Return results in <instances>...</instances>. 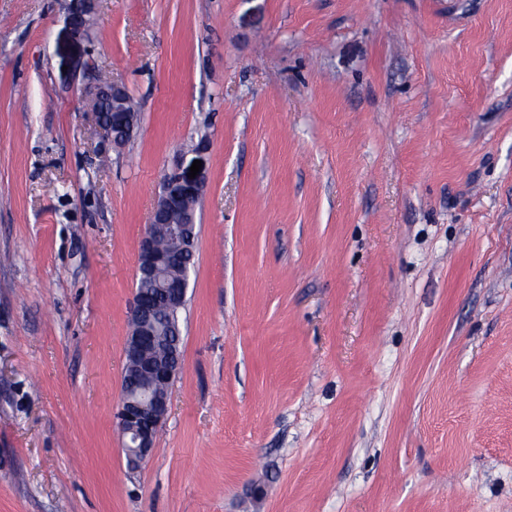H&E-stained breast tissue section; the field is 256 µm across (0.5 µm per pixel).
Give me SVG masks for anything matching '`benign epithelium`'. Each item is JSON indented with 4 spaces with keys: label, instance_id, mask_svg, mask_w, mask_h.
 Returning a JSON list of instances; mask_svg holds the SVG:
<instances>
[{
    "label": "benign epithelium",
    "instance_id": "benign-epithelium-1",
    "mask_svg": "<svg viewBox=\"0 0 512 512\" xmlns=\"http://www.w3.org/2000/svg\"><path fill=\"white\" fill-rule=\"evenodd\" d=\"M97 0H69L65 17V40L63 45L64 73L76 77L77 55L88 36L89 26L95 15ZM127 94L117 83L90 82L83 88L87 99H108L117 104ZM95 125L101 136L113 146L119 147L130 140L139 119L130 117L119 129L105 122L100 113H93ZM190 166L178 161L164 175L161 192L141 240L136 277L155 276L165 263L157 251L156 238L163 235L169 243L172 257L195 255L197 233L193 216L182 209V201L189 197L202 196L206 184V167H201L195 178H188ZM190 285V274L185 271L171 287L162 291L165 302L172 306L184 305ZM150 303L140 291H135L131 310L133 323L125 343V360L133 367L145 384V392L139 396L122 391L117 413L123 437V450L128 468L136 471L151 457L155 449L158 431L165 422L170 407V390L181 368L180 350L170 351L164 361L155 362L152 355L161 350L162 342L154 335L150 325Z\"/></svg>",
    "mask_w": 512,
    "mask_h": 512
}]
</instances>
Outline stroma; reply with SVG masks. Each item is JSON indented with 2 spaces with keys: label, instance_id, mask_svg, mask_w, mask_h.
<instances>
[{
  "label": "stroma",
  "instance_id": "stroma-1",
  "mask_svg": "<svg viewBox=\"0 0 512 512\" xmlns=\"http://www.w3.org/2000/svg\"><path fill=\"white\" fill-rule=\"evenodd\" d=\"M0 0V512H512V0ZM126 87L124 148L81 93ZM204 143L130 471L141 239ZM96 0H70L65 17V40L63 45V66L67 77H76L77 55L88 36L89 26L96 12ZM127 94L126 89L117 83L106 82H90L83 88V95L86 99L99 98L108 99L110 102L106 107L103 104L89 101L92 114L94 116L95 125L98 128L101 136L109 141L112 146L119 147L124 145L130 140L135 129L138 127L139 119L136 117H129L120 129L114 128L111 124L106 123L100 113L106 110V114L115 112H137L133 100L130 95H127L126 102L121 105H112V103L121 102L122 98ZM203 148L197 147L195 160H201L202 167L195 178H188L193 161L185 165L183 159L164 175L161 192L141 240L137 265V288L154 293L158 285L152 280L139 277L158 275L165 263L157 251L156 238L162 234L169 243V255L179 257L188 254L194 259L197 243L196 225L193 216L182 209V201L189 197H201L207 184ZM135 289L131 321L133 323L125 343V369L132 366L145 384L140 396L130 395L122 390L117 413L119 428L123 437V450L128 468L136 471L151 457L155 449L158 431L165 422L170 407V390L181 368L180 349L171 350L165 361L154 362L152 355L161 350L162 342L154 335L150 325V303L138 289ZM124 369L122 386H127V371ZM155 382H159L155 386ZM190 285V274L188 270H184L183 274L176 280L170 288L162 291V297L165 302L172 306L184 305Z\"/></svg>",
  "mask_w": 512,
  "mask_h": 512
}]
</instances>
